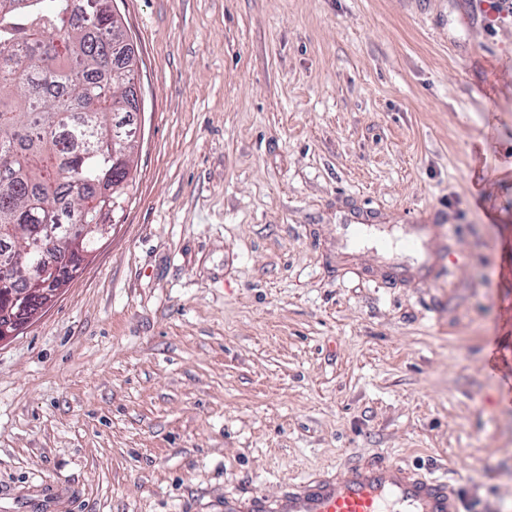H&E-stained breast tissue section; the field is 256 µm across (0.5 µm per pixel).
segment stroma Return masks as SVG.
<instances>
[{"label": "stroma", "instance_id": "obj_1", "mask_svg": "<svg viewBox=\"0 0 512 512\" xmlns=\"http://www.w3.org/2000/svg\"><path fill=\"white\" fill-rule=\"evenodd\" d=\"M136 188L0 344V512H222L368 459L512 512V18L117 0ZM375 240L344 262L340 225ZM440 227L430 281L379 242ZM33 294H37L41 296L40 306L36 311H32L33 313L28 317L19 318L11 317L7 319L6 323L3 325L2 329L0 328V343L6 342L10 340L13 336H15L19 331H21L26 325L29 324L49 303H51L54 298L57 296L58 292L61 288H29Z\"/></svg>", "mask_w": 512, "mask_h": 512}]
</instances>
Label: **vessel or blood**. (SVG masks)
<instances>
[{"mask_svg":"<svg viewBox=\"0 0 512 512\" xmlns=\"http://www.w3.org/2000/svg\"><path fill=\"white\" fill-rule=\"evenodd\" d=\"M427 233V226L411 225L404 250L426 258ZM461 507L447 481L383 460L353 463L289 484L275 494L224 500V512H461Z\"/></svg>","mask_w":512,"mask_h":512,"instance_id":"obj_1","label":"vessel or blood"}]
</instances>
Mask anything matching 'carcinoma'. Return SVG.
<instances>
[{
  "mask_svg": "<svg viewBox=\"0 0 512 512\" xmlns=\"http://www.w3.org/2000/svg\"><path fill=\"white\" fill-rule=\"evenodd\" d=\"M122 43L112 0H0V313L25 287L14 253L32 231L74 237L29 255L69 283L101 242L74 226L134 189V134L112 143L135 66Z\"/></svg>",
  "mask_w": 512,
  "mask_h": 512,
  "instance_id": "obj_1",
  "label": "carcinoma"
}]
</instances>
